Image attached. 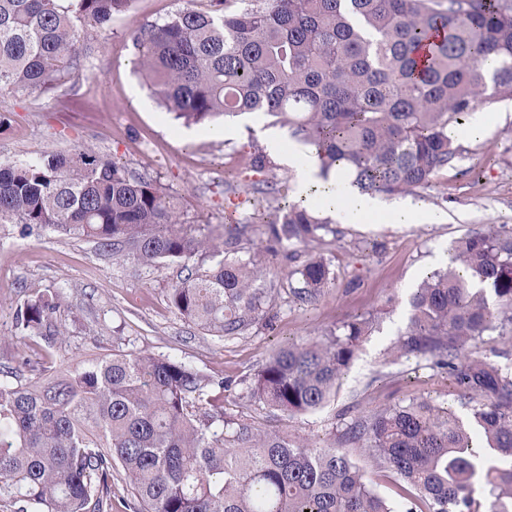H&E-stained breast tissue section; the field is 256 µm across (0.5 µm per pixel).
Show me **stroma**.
<instances>
[{
    "label": "stroma",
    "instance_id": "obj_1",
    "mask_svg": "<svg viewBox=\"0 0 512 512\" xmlns=\"http://www.w3.org/2000/svg\"><path fill=\"white\" fill-rule=\"evenodd\" d=\"M181 5L182 0H132L127 12L114 17L74 90L0 93V161L24 163L91 148L160 181L200 237L244 221L257 202L256 187L276 183L271 205L305 201L339 230L338 238L306 248L330 262L336 283L308 302L296 301L288 261L266 258L268 229L253 225L243 254L260 260L272 305L241 335L218 338L186 322L168 301L170 289L198 258L148 268L109 260L77 238L52 231L29 236L15 225H0V369L16 367L22 356L31 365L41 363L42 340L20 333L14 313L43 294L61 304L56 359L72 362L118 349L175 359L212 380L228 381L225 413L262 429L327 439L357 413L413 401L465 415L447 374L423 360L394 359L393 347L410 315L408 294L428 272L449 262L455 243L489 225L512 228V102L477 107L482 128L461 139L463 152L452 166L411 194L417 207L412 222L388 215L339 216L323 194L301 196L295 170L308 156L303 144L284 138L283 157L255 168L254 149L266 144L269 118L242 115L225 122L226 133L218 137L212 124L186 125L156 106L136 73L133 33L144 22H163ZM362 316L373 317L372 333L330 406L289 416L251 398L255 375L278 347L327 341L344 320Z\"/></svg>",
    "mask_w": 512,
    "mask_h": 512
}]
</instances>
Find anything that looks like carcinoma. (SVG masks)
Wrapping results in <instances>:
<instances>
[{"label":"carcinoma","instance_id":"carcinoma-1","mask_svg":"<svg viewBox=\"0 0 512 512\" xmlns=\"http://www.w3.org/2000/svg\"><path fill=\"white\" fill-rule=\"evenodd\" d=\"M131 2L0 0V91L74 89ZM211 2L136 30L137 66L157 104L187 123L262 113L311 147L321 177L343 172L363 194L427 187L461 154L448 129L480 103L512 101V0ZM253 218L292 258L339 234L298 204L262 206ZM0 224L87 240L143 267L213 260L169 293L211 336L240 335L270 301L256 261L229 257L248 225L198 238L161 183L90 149L0 163ZM453 251L410 293L395 352L448 371L468 420L413 401L360 413L322 445L225 416L224 381L170 358L114 350L63 369L50 361L25 379L0 373V508L112 512L121 471L135 512H512V368L471 350L485 336L512 339V229L490 225ZM291 275L302 301L336 281L320 255ZM58 308L38 295L16 311V328L53 349ZM372 329L356 317L325 343L278 349L251 397L290 415L321 410ZM338 442L360 445L394 476L407 507L381 497Z\"/></svg>","mask_w":512,"mask_h":512}]
</instances>
